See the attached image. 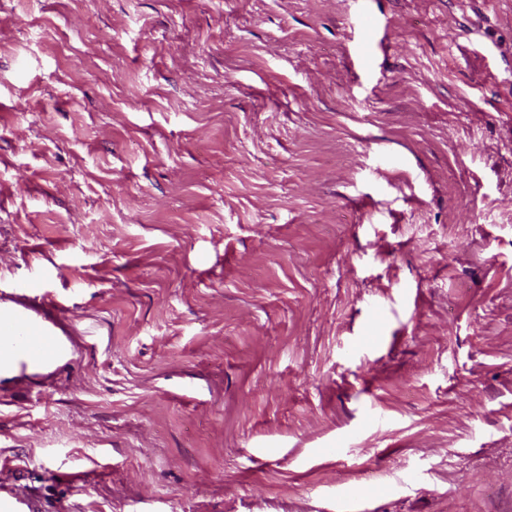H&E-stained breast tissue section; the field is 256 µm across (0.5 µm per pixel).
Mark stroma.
<instances>
[{
  "mask_svg": "<svg viewBox=\"0 0 512 512\" xmlns=\"http://www.w3.org/2000/svg\"><path fill=\"white\" fill-rule=\"evenodd\" d=\"M0 303L38 512H512V0H0ZM13 312L11 308L2 309L0 305V323L10 320ZM2 330L9 334V336H0L2 342L9 340L11 345L22 350V366L44 361L53 363L65 354L64 347L38 317L19 314L12 318L9 324L2 325Z\"/></svg>",
  "mask_w": 512,
  "mask_h": 512,
  "instance_id": "1",
  "label": "stroma"
}]
</instances>
